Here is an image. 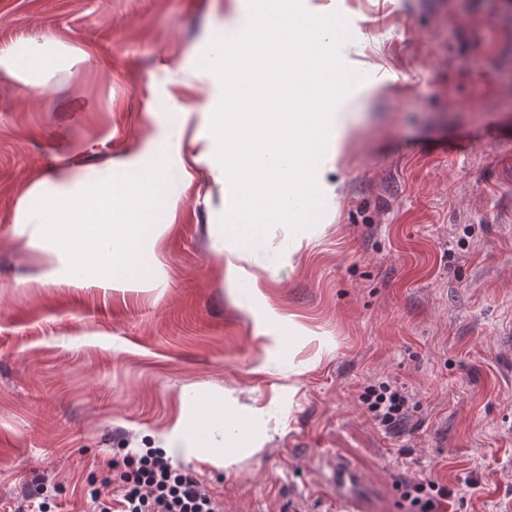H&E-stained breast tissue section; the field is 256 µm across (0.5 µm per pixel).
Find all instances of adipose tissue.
Here are the masks:
<instances>
[{
    "label": "adipose tissue",
    "mask_w": 512,
    "mask_h": 512,
    "mask_svg": "<svg viewBox=\"0 0 512 512\" xmlns=\"http://www.w3.org/2000/svg\"><path fill=\"white\" fill-rule=\"evenodd\" d=\"M322 19L317 7L295 12L297 30L283 36L278 46L289 56L315 58L319 64L298 73L294 82L275 87L269 105L276 129L245 133L234 144L219 136L206 146L210 171L226 175L222 230L224 249L233 258L227 271L247 282L255 296L261 290L243 263L264 250L263 225L292 227L294 242L279 255L282 263L292 264L303 244L311 242L310 226L321 206L334 205L342 195L341 182L328 181L325 174L350 140L355 118L332 109L350 75L335 67L329 43L320 38ZM251 21V36L239 41V55L247 63L244 82L261 85L266 77L258 50L269 47L267 34L275 23L268 13L252 15ZM307 84L312 90L305 111H286L282 98ZM175 177L188 182L193 174L185 168L176 175L168 171L160 148L129 176L108 170L64 171L50 185L30 188L25 196L28 223L58 227L57 238L42 242L41 281L91 278L106 292L145 289L159 271L155 245L177 209L178 198L169 190ZM255 415L239 399L209 397L205 414L179 409L164 434V450L177 459L231 471L240 456L262 451L265 432Z\"/></svg>",
    "instance_id": "ef3b65f1"
}]
</instances>
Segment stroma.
Wrapping results in <instances>:
<instances>
[{
    "mask_svg": "<svg viewBox=\"0 0 512 512\" xmlns=\"http://www.w3.org/2000/svg\"><path fill=\"white\" fill-rule=\"evenodd\" d=\"M293 2L0 0V52L34 41L62 60L35 85L0 70V512H98L113 449L156 447L183 395L222 391L268 428L233 473L185 463L224 512H416L405 486L429 476L452 512H512V0H309L346 26L322 31L358 103L327 174L344 195L294 267L275 259L284 224L247 266L263 303L315 332L292 339L302 375L214 260L213 178L172 183L152 288L36 279L26 191L65 166H140L178 126L170 166L191 164L226 102L249 107L234 52L220 77L201 52ZM383 382L416 403L390 433L360 401ZM319 454L363 477L357 501L321 497Z\"/></svg>",
    "mask_w": 512,
    "mask_h": 512,
    "instance_id": "1",
    "label": "stroma"
}]
</instances>
